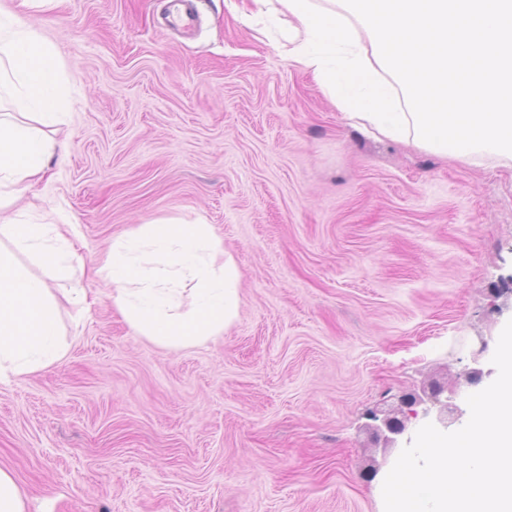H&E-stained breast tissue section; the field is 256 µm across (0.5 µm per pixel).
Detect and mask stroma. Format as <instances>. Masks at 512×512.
Returning <instances> with one entry per match:
<instances>
[{"mask_svg": "<svg viewBox=\"0 0 512 512\" xmlns=\"http://www.w3.org/2000/svg\"><path fill=\"white\" fill-rule=\"evenodd\" d=\"M162 3L0 0L70 92L63 151L17 207L78 235L72 278L50 282L63 358L0 381V468L26 512H382L429 421L402 397L438 386L428 405L462 426L497 377L512 166L353 127L243 0H196L189 37ZM169 218L210 225L239 271L235 321L182 349L136 335L90 274ZM390 405L406 431L388 445L368 415Z\"/></svg>", "mask_w": 512, "mask_h": 512, "instance_id": "35a3bbf8", "label": "stroma"}]
</instances>
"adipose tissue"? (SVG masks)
Here are the masks:
<instances>
[{"mask_svg":"<svg viewBox=\"0 0 512 512\" xmlns=\"http://www.w3.org/2000/svg\"><path fill=\"white\" fill-rule=\"evenodd\" d=\"M287 16L277 47L311 72L357 126L458 160L512 163V0H251ZM0 209L52 157L68 117L54 46L29 26H0ZM71 231L13 216L0 223V381L64 355L46 281L16 260L65 273Z\"/></svg>","mask_w":512,"mask_h":512,"instance_id":"obj_1","label":"adipose tissue"}]
</instances>
